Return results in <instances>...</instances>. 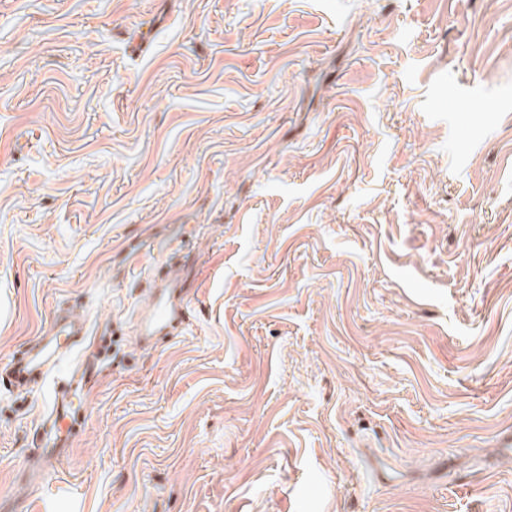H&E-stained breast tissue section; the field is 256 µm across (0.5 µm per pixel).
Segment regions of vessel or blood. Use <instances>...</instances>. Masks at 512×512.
I'll list each match as a JSON object with an SVG mask.
<instances>
[{
  "label": "vessel or blood",
  "mask_w": 512,
  "mask_h": 512,
  "mask_svg": "<svg viewBox=\"0 0 512 512\" xmlns=\"http://www.w3.org/2000/svg\"><path fill=\"white\" fill-rule=\"evenodd\" d=\"M146 280L148 301L136 310L134 328V341L143 347L180 335L190 319V309L179 295L168 261L151 265ZM88 332L86 319L73 307L57 306L48 332L13 356L5 370L7 383L21 394L51 376L59 378L43 424L45 445L36 451L40 468L28 475L35 483L48 480L57 463L68 456L77 435V415L86 405V387L99 366L98 359L82 354Z\"/></svg>",
  "instance_id": "vessel-or-blood-1"
}]
</instances>
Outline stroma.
<instances>
[{"label":"stroma","mask_w":512,"mask_h":512,"mask_svg":"<svg viewBox=\"0 0 512 512\" xmlns=\"http://www.w3.org/2000/svg\"><path fill=\"white\" fill-rule=\"evenodd\" d=\"M59 305L107 347L26 512H512V0H0V365ZM178 248H171L167 256ZM148 266L145 291L148 302L135 312L134 342L143 347L154 346L160 338L179 336L190 319V309L183 297H179L173 267L166 261Z\"/></svg>","instance_id":"obj_1"}]
</instances>
